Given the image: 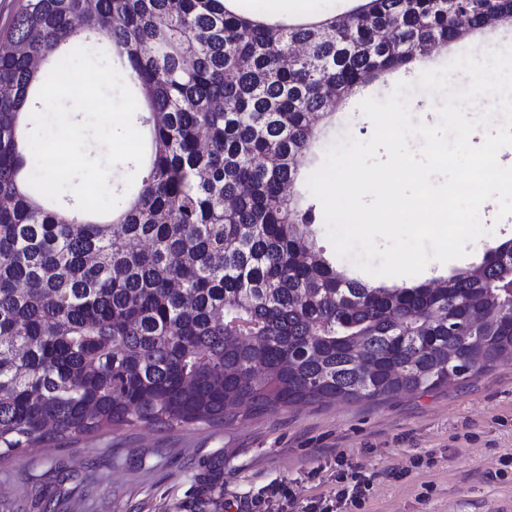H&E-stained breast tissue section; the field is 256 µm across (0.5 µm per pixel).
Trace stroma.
<instances>
[{
	"mask_svg": "<svg viewBox=\"0 0 512 512\" xmlns=\"http://www.w3.org/2000/svg\"><path fill=\"white\" fill-rule=\"evenodd\" d=\"M504 41L512 42V26L489 27L361 87L322 126L297 195L311 199L306 179L330 147L371 137L361 101L385 99L398 82L417 81L475 43ZM485 226L466 257L430 262L415 282L479 265L486 251L512 239V215ZM216 457L223 492L204 512H336L337 478L351 470L367 480L352 512H512V359L420 395L295 405L224 426L120 428L37 448L0 460V512H192L195 478Z\"/></svg>",
	"mask_w": 512,
	"mask_h": 512,
	"instance_id": "1",
	"label": "stroma"
}]
</instances>
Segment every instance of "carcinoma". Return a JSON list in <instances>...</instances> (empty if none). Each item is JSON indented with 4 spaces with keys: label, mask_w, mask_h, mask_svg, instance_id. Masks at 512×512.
Instances as JSON below:
<instances>
[{
    "label": "carcinoma",
    "mask_w": 512,
    "mask_h": 512,
    "mask_svg": "<svg viewBox=\"0 0 512 512\" xmlns=\"http://www.w3.org/2000/svg\"><path fill=\"white\" fill-rule=\"evenodd\" d=\"M493 1L512 22V0H359L299 23L228 0H22L0 33V456L123 426L228 425L231 405L424 394L511 358L512 239L443 286H371L306 235L317 206L284 193L332 113L325 75L347 98L479 29ZM102 38L147 114L142 164L118 178L136 189L97 215L31 187L24 109ZM221 474L216 458L202 492Z\"/></svg>",
    "instance_id": "obj_1"
}]
</instances>
